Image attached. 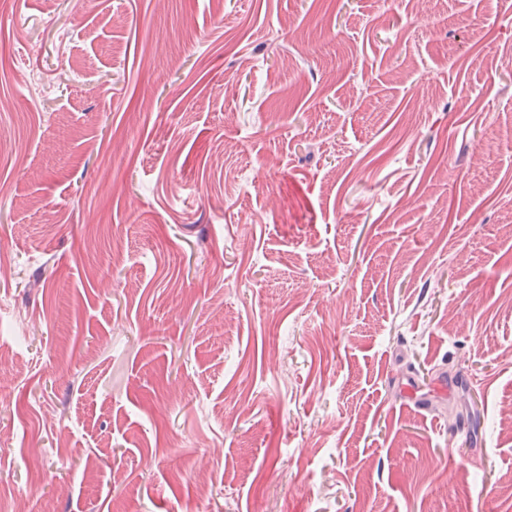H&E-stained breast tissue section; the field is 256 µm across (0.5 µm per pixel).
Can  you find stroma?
Listing matches in <instances>:
<instances>
[{
    "instance_id": "obj_1",
    "label": "stroma",
    "mask_w": 512,
    "mask_h": 512,
    "mask_svg": "<svg viewBox=\"0 0 512 512\" xmlns=\"http://www.w3.org/2000/svg\"><path fill=\"white\" fill-rule=\"evenodd\" d=\"M510 142L512 0H0V507L512 512Z\"/></svg>"
}]
</instances>
